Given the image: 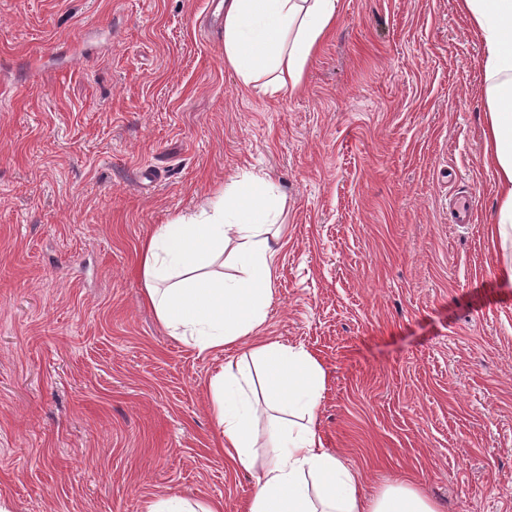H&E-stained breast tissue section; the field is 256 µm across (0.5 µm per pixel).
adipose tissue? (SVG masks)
<instances>
[{
	"label": "adipose tissue",
	"mask_w": 512,
	"mask_h": 512,
	"mask_svg": "<svg viewBox=\"0 0 512 512\" xmlns=\"http://www.w3.org/2000/svg\"><path fill=\"white\" fill-rule=\"evenodd\" d=\"M459 8L483 47V138L497 185L490 235L511 253L499 276L512 283V0H459ZM339 13L340 0H224V64L244 90L295 91ZM279 209L270 179L230 177L206 209L159 225L140 256L145 299L170 336L202 352L252 340L246 359L209 381L220 448L237 468L258 474L244 512H437L405 483L367 497L318 435L319 361L304 349L255 339L273 294ZM228 255L237 268L232 276L223 272ZM258 378L259 402L252 398Z\"/></svg>",
	"instance_id": "1"
}]
</instances>
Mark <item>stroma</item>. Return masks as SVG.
I'll return each mask as SVG.
<instances>
[{"label": "stroma", "instance_id": "35a3bbf8", "mask_svg": "<svg viewBox=\"0 0 512 512\" xmlns=\"http://www.w3.org/2000/svg\"><path fill=\"white\" fill-rule=\"evenodd\" d=\"M207 19V0H0V503L242 512L258 474L217 452L208 385L249 342L169 336L138 258L256 174L283 201L258 336L320 362L323 447L366 494L512 512V286L458 0H341L297 95L243 90ZM219 506H196L183 503L176 498L159 500L152 506L150 512H219Z\"/></svg>", "mask_w": 512, "mask_h": 512}]
</instances>
